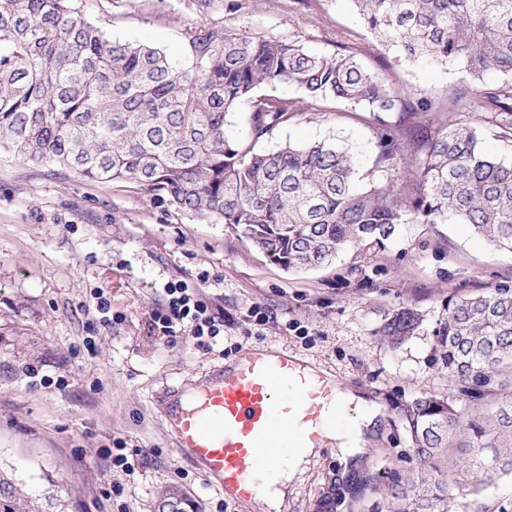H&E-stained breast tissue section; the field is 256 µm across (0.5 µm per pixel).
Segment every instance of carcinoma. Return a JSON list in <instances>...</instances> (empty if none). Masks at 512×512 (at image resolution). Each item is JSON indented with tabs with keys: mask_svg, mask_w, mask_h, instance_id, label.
<instances>
[{
	"mask_svg": "<svg viewBox=\"0 0 512 512\" xmlns=\"http://www.w3.org/2000/svg\"><path fill=\"white\" fill-rule=\"evenodd\" d=\"M79 0H0V154L101 182L128 183L183 212L219 221L285 269L319 266L347 246L379 243L406 218L465 224L512 251V164L481 145L477 129L448 120L452 108L397 92L385 74L343 48L306 51L299 41L267 39L224 25L191 38L192 66L179 70L158 48L114 40L86 19ZM364 27L412 62H459L468 108L512 136V0H349ZM500 85L486 92L490 75ZM285 84L318 109L328 101L378 113L377 163L415 167L411 187L355 186L354 156L327 142L258 144L300 108L261 92ZM243 114L244 138L225 135ZM397 112L394 122L379 116ZM422 114L435 131L414 139L403 116ZM437 348L448 379L468 397L458 411L442 395L409 407L406 476L367 473L357 501L377 494L371 512H445L454 493L470 512L499 473H512V288L448 297ZM419 321L393 314L384 340L399 345ZM182 500L162 493L158 512ZM0 512H42L0 473Z\"/></svg>",
	"mask_w": 512,
	"mask_h": 512,
	"instance_id": "cac0c4a2",
	"label": "carcinoma"
}]
</instances>
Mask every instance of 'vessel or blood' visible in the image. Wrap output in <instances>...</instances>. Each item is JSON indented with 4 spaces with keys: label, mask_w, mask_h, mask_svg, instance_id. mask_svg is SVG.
I'll return each instance as SVG.
<instances>
[{
    "label": "vessel or blood",
    "mask_w": 512,
    "mask_h": 512,
    "mask_svg": "<svg viewBox=\"0 0 512 512\" xmlns=\"http://www.w3.org/2000/svg\"><path fill=\"white\" fill-rule=\"evenodd\" d=\"M355 417L354 405L337 403L335 384L279 351L212 371L196 401L171 412L169 425L205 480L227 501L245 503L271 482L274 461L331 447L330 430Z\"/></svg>",
    "instance_id": "b4317fda"
}]
</instances>
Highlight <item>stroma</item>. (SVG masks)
Returning <instances> with one entry per match:
<instances>
[{"label":"stroma","instance_id":"35a3bbf8","mask_svg":"<svg viewBox=\"0 0 512 512\" xmlns=\"http://www.w3.org/2000/svg\"><path fill=\"white\" fill-rule=\"evenodd\" d=\"M82 10L112 38L160 48L179 68L192 63V36L222 24L314 53L348 47L417 97L447 100L462 82L457 64H413L381 45L348 0H82ZM275 91L300 111L263 148L326 141L356 157L360 185L412 177L410 166L376 168L372 113L343 103L312 112L296 88ZM173 283L197 290L223 322L210 350L154 329ZM500 285L512 286V252L464 224L405 221L382 244L288 270L224 225L131 185L1 156L0 470L30 499L67 501V512H155L172 485L201 512H255L205 482L177 449L166 412L207 372L262 346L385 405L352 471L408 470L407 407L454 393L435 348L448 298ZM405 307L421 320L394 349L379 331ZM119 442L133 453L130 469L99 454ZM336 455L310 457L281 512H351L352 480L340 477Z\"/></svg>","mask_w":512,"mask_h":512}]
</instances>
